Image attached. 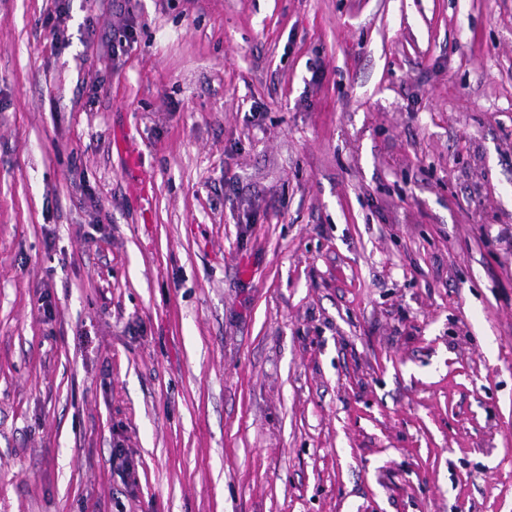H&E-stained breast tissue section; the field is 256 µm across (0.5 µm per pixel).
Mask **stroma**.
<instances>
[{"mask_svg":"<svg viewBox=\"0 0 512 512\" xmlns=\"http://www.w3.org/2000/svg\"><path fill=\"white\" fill-rule=\"evenodd\" d=\"M128 7L0 0V512H512V0Z\"/></svg>","mask_w":512,"mask_h":512,"instance_id":"35a3bbf8","label":"stroma"}]
</instances>
